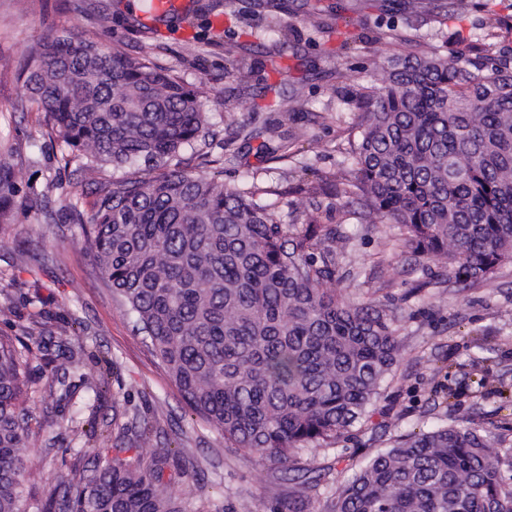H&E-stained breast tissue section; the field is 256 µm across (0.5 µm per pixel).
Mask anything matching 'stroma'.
Returning a JSON list of instances; mask_svg holds the SVG:
<instances>
[{
  "instance_id": "35a3bbf8",
  "label": "stroma",
  "mask_w": 512,
  "mask_h": 512,
  "mask_svg": "<svg viewBox=\"0 0 512 512\" xmlns=\"http://www.w3.org/2000/svg\"><path fill=\"white\" fill-rule=\"evenodd\" d=\"M96 2L102 17L94 21L84 17L83 0H0V165L13 170L17 188L13 222L0 235V305L14 314L0 331L42 326L82 344L75 354L80 372L108 383L101 399L81 391L65 410L46 408L51 368L37 338L28 339L33 420L25 512H41L54 487L72 482L98 455L145 463L155 449L168 448L174 462L195 470L164 481L184 512H273L276 500L288 498L301 500L304 512H329L337 487L397 435L464 415L511 446L512 263L464 287L443 275L439 261L405 247L398 225L361 224L338 207L331 222L352 240L333 287L349 285L355 300L380 301L399 340L394 377L370 416L336 444L296 449L283 467L225 447L221 433L186 409L86 253L77 226L60 209L54 223L45 221L41 195L80 194L81 175L64 164V146L48 135L40 113L24 109L20 63L31 47L71 29L133 56L150 54L163 67L179 64L207 102L214 136L205 174L225 183L253 179L283 222L300 227L315 214L303 185L334 173L357 134L355 114L340 104L337 68L350 84L381 83V65L394 47L372 39L350 45L347 28L321 26L336 11L372 35L375 0H285L288 9L277 20L290 29L288 41L256 32L242 37L241 47L227 37L196 52L185 43L184 23L158 25L152 37L134 25L124 0ZM467 2L448 21L438 14L400 21L404 52L442 45L450 30L466 39L485 34L491 13L483 0ZM285 110L299 136L293 155L264 161L258 146L277 145L274 126ZM308 472L320 476L317 490L298 484Z\"/></svg>"
}]
</instances>
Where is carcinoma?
I'll use <instances>...</instances> for the list:
<instances>
[{"instance_id":"1","label":"carcinoma","mask_w":512,"mask_h":512,"mask_svg":"<svg viewBox=\"0 0 512 512\" xmlns=\"http://www.w3.org/2000/svg\"><path fill=\"white\" fill-rule=\"evenodd\" d=\"M376 37L406 43L394 23ZM512 38L492 31L445 51L387 60L381 86L344 98L359 138L337 172L311 182L312 200L344 201L359 221L398 224L419 256L462 283L512 262ZM19 79L49 132L76 158L95 199L64 208L106 285L135 318L186 407L224 434L227 448L284 464L296 448L336 442L365 421L398 362L393 319L324 288L351 237L320 217L291 230L257 192L188 168L211 136L205 102L145 55L67 33L29 52ZM143 174L100 182L104 166ZM12 173L0 167V223ZM55 379L45 402L78 388L67 339L42 345ZM29 351L0 334V512H21L29 447ZM168 453L150 465L97 463L54 491L44 512H183L160 489ZM512 447L466 418L394 439L341 485L331 512H512Z\"/></svg>"}]
</instances>
